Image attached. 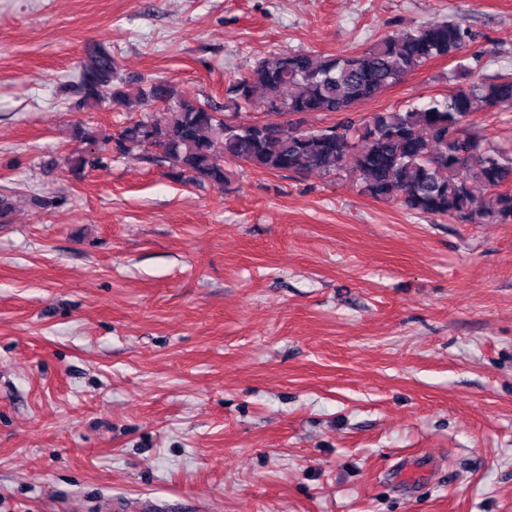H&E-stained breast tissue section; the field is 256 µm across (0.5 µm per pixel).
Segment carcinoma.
<instances>
[{"instance_id":"cac0c4a2","label":"carcinoma","mask_w":512,"mask_h":512,"mask_svg":"<svg viewBox=\"0 0 512 512\" xmlns=\"http://www.w3.org/2000/svg\"><path fill=\"white\" fill-rule=\"evenodd\" d=\"M471 40L460 24L437 20L381 37L351 55L271 54L228 85V103L277 116L348 112L434 58L460 57ZM79 78L95 106L126 112L150 102L164 106L160 115L124 126L111 150L124 155L153 149L178 182L224 188L220 158L278 173L347 171L361 192L397 200L416 213L464 224L512 221V191L502 190L512 182V155L483 148L467 133L475 112H512V77L472 82L422 105L375 112L361 124L346 118L306 129L288 122L227 120L166 81L150 84L133 100L103 44L88 50Z\"/></svg>"}]
</instances>
